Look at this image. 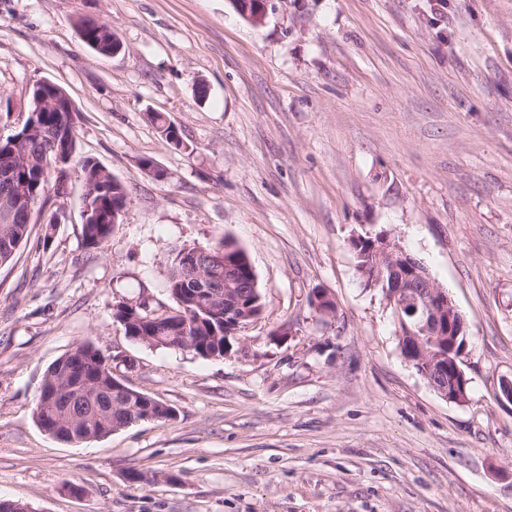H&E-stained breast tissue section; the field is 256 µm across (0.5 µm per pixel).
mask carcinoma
Wrapping results in <instances>:
<instances>
[{
    "label": "carcinoma",
    "mask_w": 512,
    "mask_h": 512,
    "mask_svg": "<svg viewBox=\"0 0 512 512\" xmlns=\"http://www.w3.org/2000/svg\"><path fill=\"white\" fill-rule=\"evenodd\" d=\"M30 133L25 130L6 136L0 141V154L14 157L12 177L29 195L42 196L50 182L43 175L44 153L55 138L68 144L72 160L81 165L85 185L91 195L87 207L90 214L83 219L82 240L88 248H103L112 238L116 224L112 223V205H120L128 197L126 186L113 181L111 173L89 157L79 155L71 116L66 112H40ZM16 202L0 203V266L6 265L28 237L31 215L16 211ZM356 270L364 282H369L382 262L366 247V243L351 241ZM234 259L241 268L243 287L238 293L247 305L248 314L260 317L264 298L260 288L252 286L256 274L248 267V253L234 239L222 236L201 247L198 274L210 277L212 287L224 292V258ZM192 272L185 268L181 253L170 263L166 290L174 301L170 313L154 309L143 301L130 305L117 303L113 317L124 326L128 336H149L145 345L153 348L189 350L203 358L224 356L230 337L236 332V319L224 317V300L213 301L206 308H194L186 313L180 302L191 299L186 287ZM201 322L190 331V343L178 339L182 326ZM398 344L401 354L411 362L418 374H423L422 358H433L444 352V346L428 339L418 343L400 328ZM120 377L112 371L111 357L89 344H79L57 359L45 372L35 399V418L40 428L50 425L53 437L66 443L74 439L100 438L135 424L133 415L114 408L117 395L112 393V380Z\"/></svg>",
    "instance_id": "carcinoma-1"
}]
</instances>
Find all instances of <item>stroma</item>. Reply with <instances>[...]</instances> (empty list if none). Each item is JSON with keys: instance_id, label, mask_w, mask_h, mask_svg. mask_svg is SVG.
Here are the masks:
<instances>
[{"instance_id": "1", "label": "stroma", "mask_w": 512, "mask_h": 512, "mask_svg": "<svg viewBox=\"0 0 512 512\" xmlns=\"http://www.w3.org/2000/svg\"><path fill=\"white\" fill-rule=\"evenodd\" d=\"M274 4L255 27L230 0H0V134L18 129L29 86L52 80L78 110L81 154L129 193L108 244L85 247L71 164L53 231L33 225L0 267L1 499L35 512H512V0ZM86 16L123 51L86 47ZM362 229L390 233L465 318L467 403L402 357L390 306L356 270ZM224 235L247 250L265 309L223 357L126 336L113 304L171 306L173 250ZM316 288L334 315L311 307ZM81 343L175 418L71 444L42 431L44 373Z\"/></svg>"}]
</instances>
